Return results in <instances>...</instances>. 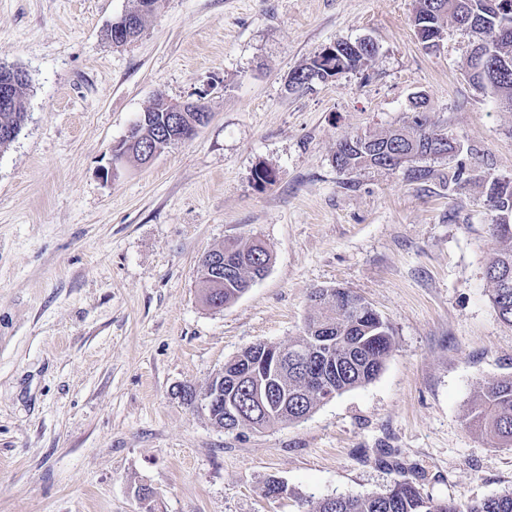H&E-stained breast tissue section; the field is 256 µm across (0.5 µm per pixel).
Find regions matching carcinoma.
Instances as JSON below:
<instances>
[{
  "label": "carcinoma",
  "instance_id": "cac0c4a2",
  "mask_svg": "<svg viewBox=\"0 0 512 512\" xmlns=\"http://www.w3.org/2000/svg\"><path fill=\"white\" fill-rule=\"evenodd\" d=\"M159 0H137L129 14L136 29L143 30L147 19L155 11ZM470 20L471 30L482 34L480 40L486 50L482 70L472 65L468 69L470 81L489 87L499 100L512 106V36L504 41L499 33L512 27V0H415L413 24L425 48L438 46L445 25L463 19ZM376 49L362 46L353 49L344 40L336 41L334 53H320L296 68L290 80L293 91H304L316 82H325L339 74L364 68L374 58ZM427 99L415 103L418 109L410 127L382 133L344 137L336 145L333 162L341 170L357 171L364 167L389 168L390 152L399 148L417 159L428 156H448L457 151L454 142L439 137L425 115ZM169 101L162 96L142 113L145 117L144 137L123 151L128 160L145 163L147 156L163 150L175 142L194 137L192 125L200 121L197 112H188L176 125H170L173 113ZM27 115L26 95H21L17 106L10 111L0 110V149L8 147L19 133ZM488 206L492 213V231L502 243L490 265L488 278L492 284V301L502 322L512 325V182L494 179L490 183ZM231 246L239 259L237 270L231 274H216L206 259L200 260V292L205 305L230 304L244 294L248 287L262 279L270 266L271 254L260 241L232 239L212 250L222 255ZM313 312L308 317L304 335L297 337L282 350L288 359L277 374L274 396L259 405L254 397L257 386L265 383L264 373L252 369L260 354L250 349L239 355L234 370L239 374L234 388V399L241 405V419L229 420L220 410L210 418L212 425L224 430L247 428L261 430L278 423L293 422L309 415L322 402L317 393L300 394L304 386L306 358L315 350L314 337L320 331L333 336L329 350L336 363V393L374 380L383 368L392 346L388 324L360 296L352 295L349 306H339L320 289L313 294ZM472 423L491 434L501 443L512 446V377L484 386L477 394L469 412ZM313 512H512V489L480 501L456 503L434 501L419 488L406 481H397L384 493L353 496L329 495L319 499Z\"/></svg>",
  "mask_w": 512,
  "mask_h": 512
}]
</instances>
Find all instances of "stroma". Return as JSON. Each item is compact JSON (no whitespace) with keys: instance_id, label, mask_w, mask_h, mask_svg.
Instances as JSON below:
<instances>
[{"instance_id":"1","label":"stroma","mask_w":512,"mask_h":512,"mask_svg":"<svg viewBox=\"0 0 512 512\" xmlns=\"http://www.w3.org/2000/svg\"><path fill=\"white\" fill-rule=\"evenodd\" d=\"M414 4L160 0L118 47L107 30L135 0H0V65L30 79L0 151V512H311L397 480L457 502L512 489V447L467 420L512 376L485 276L512 108L466 76L476 34L451 23L426 50ZM363 38L367 68L288 90L295 68ZM420 94L457 153L338 170L340 139L410 125ZM160 95L204 100L209 122L103 176ZM262 166L274 184H255ZM229 237L261 239L271 266L212 310L198 262ZM338 287L392 329L374 380L260 432L179 398L245 347L301 336L312 293Z\"/></svg>"}]
</instances>
